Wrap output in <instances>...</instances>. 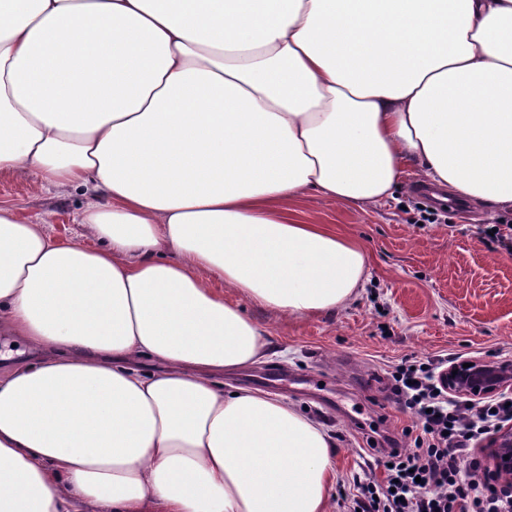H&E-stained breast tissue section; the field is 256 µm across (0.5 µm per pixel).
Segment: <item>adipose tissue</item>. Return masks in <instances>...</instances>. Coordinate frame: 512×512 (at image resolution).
Listing matches in <instances>:
<instances>
[{
	"label": "adipose tissue",
	"instance_id": "obj_1",
	"mask_svg": "<svg viewBox=\"0 0 512 512\" xmlns=\"http://www.w3.org/2000/svg\"><path fill=\"white\" fill-rule=\"evenodd\" d=\"M409 166L512 210V0H0V174L92 193L84 243L0 205V335L38 352L0 365V512H327L324 427L220 380L266 352L240 300L365 285L284 202Z\"/></svg>",
	"mask_w": 512,
	"mask_h": 512
}]
</instances>
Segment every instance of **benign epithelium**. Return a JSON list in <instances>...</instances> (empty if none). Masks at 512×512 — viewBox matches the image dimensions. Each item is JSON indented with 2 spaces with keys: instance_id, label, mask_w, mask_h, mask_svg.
I'll return each mask as SVG.
<instances>
[{
  "instance_id": "benign-epithelium-1",
  "label": "benign epithelium",
  "mask_w": 512,
  "mask_h": 512,
  "mask_svg": "<svg viewBox=\"0 0 512 512\" xmlns=\"http://www.w3.org/2000/svg\"><path fill=\"white\" fill-rule=\"evenodd\" d=\"M460 360L448 367L445 384L448 391L473 401L512 391V361L473 359L472 366L463 367ZM493 467L485 476L497 492L512 495V427L502 428L489 442Z\"/></svg>"
}]
</instances>
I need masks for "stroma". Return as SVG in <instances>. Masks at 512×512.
Listing matches in <instances>:
<instances>
[{
	"label": "stroma",
	"mask_w": 512,
	"mask_h": 512,
	"mask_svg": "<svg viewBox=\"0 0 512 512\" xmlns=\"http://www.w3.org/2000/svg\"><path fill=\"white\" fill-rule=\"evenodd\" d=\"M29 175H0L6 203L51 236L80 240L74 220L89 200L81 188L34 189ZM408 191L373 207H348L310 194L287 204L298 222L319 224L359 243L368 279L361 295L332 315L282 318L246 305L269 334L260 362L225 377V389L259 388L287 399L337 436L336 485L363 466L366 443L407 424L387 405L388 366L402 357L457 353L483 358L512 349V254L489 230L512 212L448 201V221L421 222L422 199Z\"/></svg>",
	"instance_id": "35a3bbf8"
}]
</instances>
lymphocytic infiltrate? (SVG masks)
Masks as SVG:
<instances>
[{
	"label": "lymphocytic infiltrate",
	"instance_id": "1",
	"mask_svg": "<svg viewBox=\"0 0 512 512\" xmlns=\"http://www.w3.org/2000/svg\"><path fill=\"white\" fill-rule=\"evenodd\" d=\"M448 359L408 356L388 375L385 398L411 418L367 460L353 488L341 492L344 512H512L481 473L474 443L512 421V394L454 399L440 382Z\"/></svg>",
	"mask_w": 512,
	"mask_h": 512
}]
</instances>
